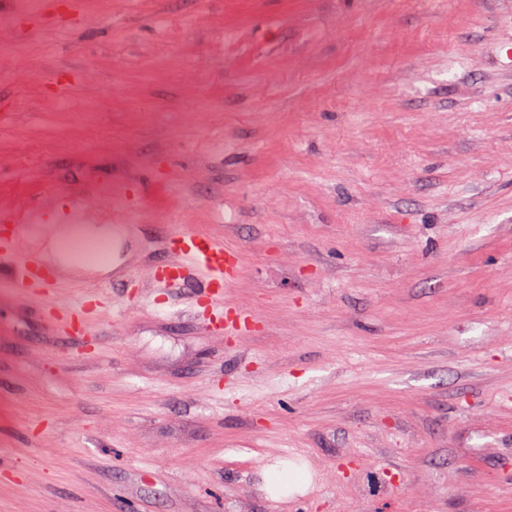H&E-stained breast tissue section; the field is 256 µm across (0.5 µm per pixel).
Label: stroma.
<instances>
[{"instance_id":"obj_1","label":"stroma","mask_w":512,"mask_h":512,"mask_svg":"<svg viewBox=\"0 0 512 512\" xmlns=\"http://www.w3.org/2000/svg\"><path fill=\"white\" fill-rule=\"evenodd\" d=\"M512 0H0V512H512ZM186 224L225 321L133 280ZM304 480L279 496L273 470ZM0 231V275H7L14 288L25 297H48L54 293L57 278L41 258L21 252L17 243L23 238L27 220H3Z\"/></svg>"}]
</instances>
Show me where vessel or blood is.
Listing matches in <instances>:
<instances>
[{"instance_id": "b4317fda", "label": "vessel or blood", "mask_w": 512, "mask_h": 512, "mask_svg": "<svg viewBox=\"0 0 512 512\" xmlns=\"http://www.w3.org/2000/svg\"><path fill=\"white\" fill-rule=\"evenodd\" d=\"M26 230L24 220H10L0 226V275L8 276L14 288L27 297H48L57 279L41 258L20 251L17 243ZM242 272L239 253L188 226H177L170 235L167 260L149 269L154 288L181 287L186 280L197 278L201 287L196 301L221 298L224 287L238 280Z\"/></svg>"}]
</instances>
